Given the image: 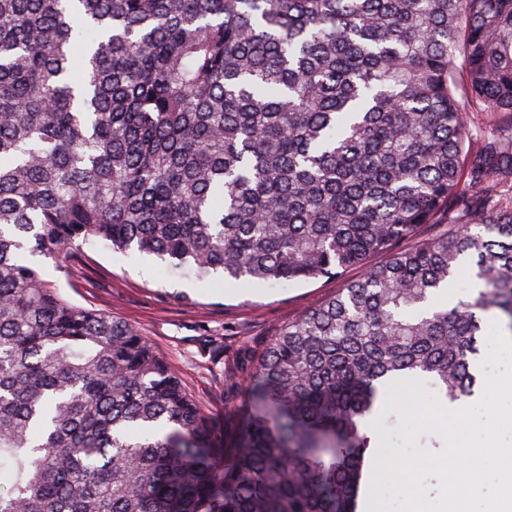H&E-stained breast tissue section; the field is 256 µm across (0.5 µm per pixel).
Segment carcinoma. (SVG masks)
Listing matches in <instances>:
<instances>
[{
  "mask_svg": "<svg viewBox=\"0 0 512 512\" xmlns=\"http://www.w3.org/2000/svg\"><path fill=\"white\" fill-rule=\"evenodd\" d=\"M506 128L512 0H0V512H356L387 385L469 397L478 312L512 332ZM92 239L260 285L388 259L279 331L220 432L29 260Z\"/></svg>",
  "mask_w": 512,
  "mask_h": 512,
  "instance_id": "obj_1",
  "label": "carcinoma"
}]
</instances>
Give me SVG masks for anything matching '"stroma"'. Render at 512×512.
<instances>
[{"label": "stroma", "mask_w": 512, "mask_h": 512, "mask_svg": "<svg viewBox=\"0 0 512 512\" xmlns=\"http://www.w3.org/2000/svg\"><path fill=\"white\" fill-rule=\"evenodd\" d=\"M36 263L71 302L112 313L146 336L219 428L229 388L244 382L241 365L281 327L364 273L354 267L339 279L285 287L227 283L97 241L77 254Z\"/></svg>", "instance_id": "1"}]
</instances>
